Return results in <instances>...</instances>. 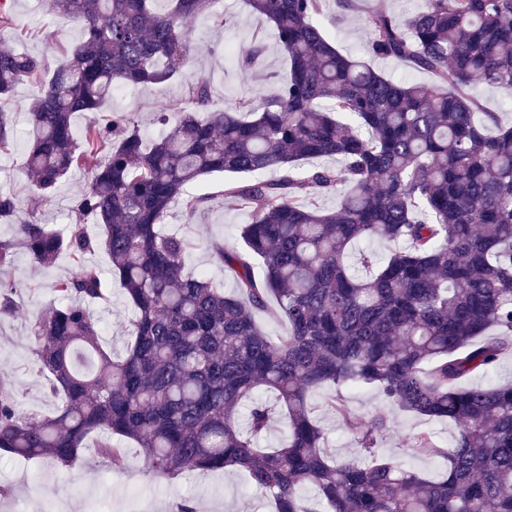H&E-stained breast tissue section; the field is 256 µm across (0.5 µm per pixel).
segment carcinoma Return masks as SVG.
I'll use <instances>...</instances> for the list:
<instances>
[{"label": "carcinoma", "mask_w": 512, "mask_h": 512, "mask_svg": "<svg viewBox=\"0 0 512 512\" xmlns=\"http://www.w3.org/2000/svg\"><path fill=\"white\" fill-rule=\"evenodd\" d=\"M166 2L161 11L157 0H54L82 36L52 71L0 47V101L38 83L24 162L32 210L19 220L18 200L0 194V221L19 220L0 240V317L17 309L3 278L15 250L39 266L66 251L75 264L53 284L63 304L32 324L38 373L59 402L34 419L1 376L0 452L70 466L94 437L98 456L119 467L133 443L157 477L238 468L275 512H512V381L468 384L512 355V127L475 94L482 83L512 97V0H425L402 20L367 13L369 58L403 61L432 85L341 53L320 23L326 0H247L274 27L288 74L224 112L207 110L208 81L191 83L169 132L147 146L129 115H101L113 85L171 79L190 50L189 24L203 14L227 23L215 0ZM13 126L0 110L1 152ZM76 167L90 182L64 235L35 209ZM213 172L251 176L224 184L251 216L245 248L210 244L235 274L231 292L188 270L192 243L162 230L173 203L188 220L204 208L188 186ZM341 186L336 209L324 210L322 197ZM362 241L382 251L359 252L361 274L348 257ZM100 250L133 309L120 356L91 312L112 297L86 261ZM264 311L287 323L284 336L257 326ZM366 385L401 411L459 426L446 448L428 431L408 439L446 462L439 478L375 457L384 417L366 425L336 394L311 399ZM259 391L285 417L270 451L257 448L271 411ZM322 407L365 461L335 458L316 420Z\"/></svg>", "instance_id": "1"}]
</instances>
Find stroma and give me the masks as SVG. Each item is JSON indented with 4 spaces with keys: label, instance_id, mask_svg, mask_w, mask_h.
I'll return each instance as SVG.
<instances>
[{
    "label": "stroma",
    "instance_id": "stroma-1",
    "mask_svg": "<svg viewBox=\"0 0 512 512\" xmlns=\"http://www.w3.org/2000/svg\"><path fill=\"white\" fill-rule=\"evenodd\" d=\"M15 18L9 28H0V46L44 56L50 66L61 58L56 46L80 39L81 32L69 19L55 13L52 0H6ZM222 10L229 19L218 28L207 16L190 23L191 48L183 60L178 77L147 87L117 84L105 104V112L132 115L145 138L167 133L157 115L172 112L175 105L187 99V84L196 78L206 79L210 86L209 110L221 111L242 98H259L270 91L267 77L288 70V61L278 45L271 26L262 25L248 10L244 0H222ZM322 24L346 54L364 55L368 31L362 10H348L337 0H327ZM263 32V50L252 56V34ZM36 89L30 82L20 83L9 100L0 108L11 112L14 119V141L11 149L0 152V193L14 195L22 209H29L33 197L31 181L24 167V155L33 138L31 125L25 118ZM230 173L205 175L191 185L192 193L207 196L204 210L194 223H185L180 205H173L164 220L166 230L191 239L195 247L188 257L191 269L204 272L233 291V276L213 261L209 244L223 242L225 247H242L240 227L249 217L228 205L223 197ZM87 171L76 170L58 184L53 200L40 208L39 218L46 224L68 231L73 222V208L88 185ZM69 255H60L48 267L34 265L24 252H16L8 268L14 285L18 312L0 319V376L11 380L24 412L35 417L47 416L56 407L38 375L34 360L36 342L30 332L32 318L44 307L56 303L53 283L72 273ZM104 337L115 352H123L126 325L131 308L120 285L112 287V302L98 309ZM342 396L350 411L362 423L375 416H385L387 429L378 437L376 454L394 463L413 466L428 477L443 471L440 459L415 454L406 439L419 431L431 432L440 445H448L458 434V426L448 420H428L401 411L386 402L375 387L346 388ZM73 465L62 467L47 459L19 458L0 455V512H40L43 504L66 505L70 512H131L130 494H137L141 512H175L177 504L187 501L196 512H265L263 496L250 488L244 472L228 468L205 476L182 474L174 478L155 477L146 473L138 449H129L122 468L109 467L97 458L95 440Z\"/></svg>",
    "mask_w": 512,
    "mask_h": 512
}]
</instances>
